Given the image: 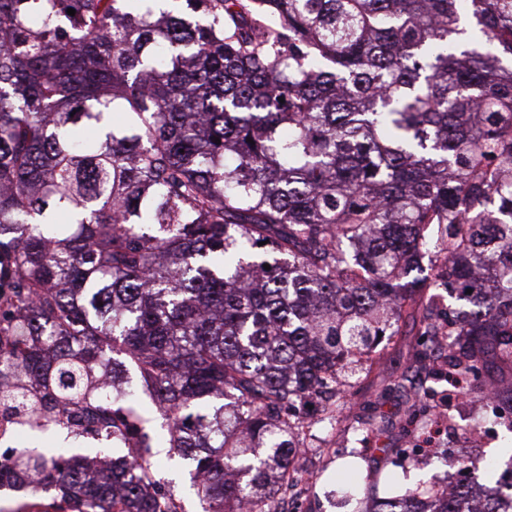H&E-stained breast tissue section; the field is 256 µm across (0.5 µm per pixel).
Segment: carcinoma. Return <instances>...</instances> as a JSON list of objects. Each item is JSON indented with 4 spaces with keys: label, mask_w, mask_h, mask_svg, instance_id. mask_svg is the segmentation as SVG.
<instances>
[{
    "label": "carcinoma",
    "mask_w": 512,
    "mask_h": 512,
    "mask_svg": "<svg viewBox=\"0 0 512 512\" xmlns=\"http://www.w3.org/2000/svg\"><path fill=\"white\" fill-rule=\"evenodd\" d=\"M130 2L0 0V412L57 432L81 404L124 449L105 472L25 448L0 487L44 470L54 512H182L110 371L203 512H251L297 482V404L409 314L413 367L440 336L448 373L403 436L491 382L512 432V0ZM481 462L378 512H480Z\"/></svg>",
    "instance_id": "obj_1"
}]
</instances>
